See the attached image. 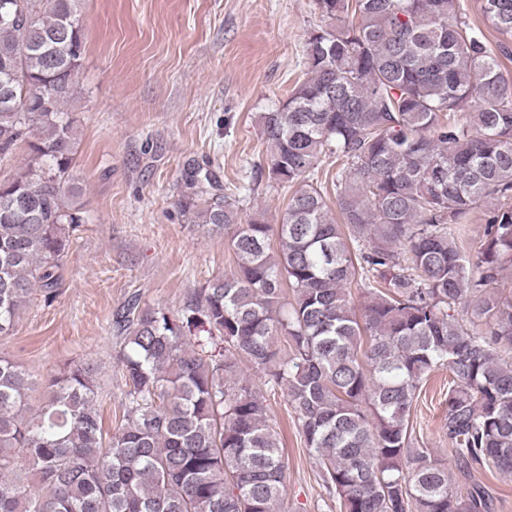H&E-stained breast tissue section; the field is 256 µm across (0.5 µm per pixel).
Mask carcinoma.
<instances>
[{"instance_id": "carcinoma-1", "label": "carcinoma", "mask_w": 512, "mask_h": 512, "mask_svg": "<svg viewBox=\"0 0 512 512\" xmlns=\"http://www.w3.org/2000/svg\"><path fill=\"white\" fill-rule=\"evenodd\" d=\"M81 2L29 0L22 18L0 0V160L26 154L0 181V336L35 297L52 302L88 221L65 111ZM315 5L324 25L304 75L259 121L258 176L292 189L281 224L209 201L187 164L181 211L230 233L233 264L175 313L134 296L115 315L124 395L111 435L96 365L44 381L29 415L37 381L0 354V512H284L278 392L340 512H489L480 485L458 495L448 465L411 447L418 393L439 371L456 464L512 475V300L493 291L512 266V81L460 0ZM481 11L512 37V0Z\"/></svg>"}]
</instances>
